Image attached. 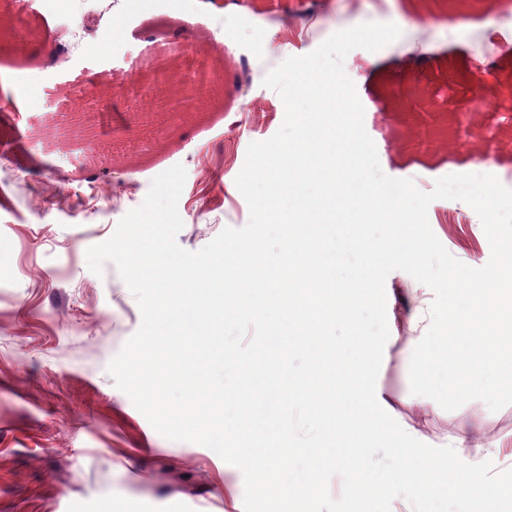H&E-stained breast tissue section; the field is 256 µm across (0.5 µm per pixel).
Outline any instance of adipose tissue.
I'll list each match as a JSON object with an SVG mask.
<instances>
[{"mask_svg": "<svg viewBox=\"0 0 512 512\" xmlns=\"http://www.w3.org/2000/svg\"><path fill=\"white\" fill-rule=\"evenodd\" d=\"M490 280L492 285L486 288L456 271L429 280L431 289L442 291L449 302L446 319L456 336L477 338L470 356L479 359V371H470L464 362L457 365L456 372L465 376L469 392L489 401L500 393L503 369L512 365V356L504 349L512 342V258L493 272ZM405 323L412 334L413 369L426 371L430 362L446 358L448 336L432 322L425 300H418L406 314Z\"/></svg>", "mask_w": 512, "mask_h": 512, "instance_id": "1", "label": "adipose tissue"}]
</instances>
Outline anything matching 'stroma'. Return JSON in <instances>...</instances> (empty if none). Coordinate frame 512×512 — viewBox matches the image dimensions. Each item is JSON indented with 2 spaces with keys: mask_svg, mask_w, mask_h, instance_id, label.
<instances>
[{
  "mask_svg": "<svg viewBox=\"0 0 512 512\" xmlns=\"http://www.w3.org/2000/svg\"><path fill=\"white\" fill-rule=\"evenodd\" d=\"M222 0H160L125 19L105 0H73L69 14L0 15V512H222L243 494L241 471L201 444L160 435L118 389L112 358L141 324L114 264L87 265L89 247L114 233L151 181L186 169L178 201L181 247L196 251L249 208L235 180L251 142L272 137L285 115L262 84L291 56L341 29L395 23L385 48L353 49L344 69L364 102V126L382 171L425 192L475 151L512 171V45L499 48L488 20L499 0H389L310 32L314 9L336 0H242L236 21ZM469 31L449 41L447 31ZM204 52L209 94L183 103L174 91ZM58 47L43 62L45 47ZM493 64L498 98L476 92L479 60ZM181 117L172 120L170 106ZM432 231L463 264L491 248L476 212L460 200L428 208ZM377 386L399 422L420 420L421 442L449 443L461 424L507 437L496 470L512 469V389L497 405L449 392L418 417L406 341L386 343Z\"/></svg>",
  "mask_w": 512,
  "mask_h": 512,
  "instance_id": "1",
  "label": "stroma"
}]
</instances>
